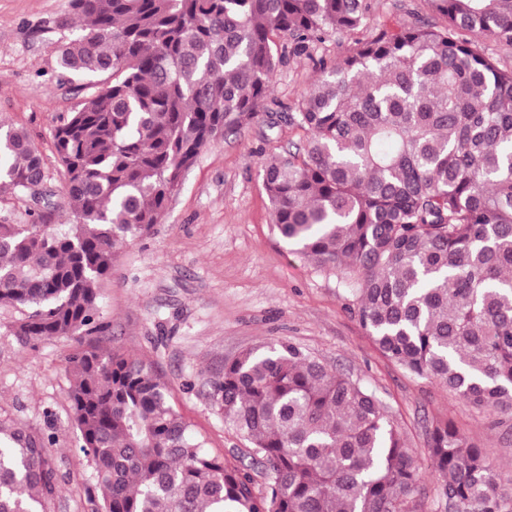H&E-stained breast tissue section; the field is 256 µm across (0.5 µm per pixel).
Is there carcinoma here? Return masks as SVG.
<instances>
[{"label": "carcinoma", "mask_w": 512, "mask_h": 512, "mask_svg": "<svg viewBox=\"0 0 512 512\" xmlns=\"http://www.w3.org/2000/svg\"><path fill=\"white\" fill-rule=\"evenodd\" d=\"M328 64L288 123L303 141L261 165L280 237L354 280V311L390 361L477 408L512 411V0H423ZM58 50L93 92L56 128L68 228L0 224V304L14 335L72 339L69 396L96 468L92 512H410L419 474L374 394L290 342L241 352L210 381L266 486L209 452L138 357L105 349L101 281L158 223L200 152L259 115L294 50L367 28L370 0H72ZM45 179L26 133L0 129V191ZM51 441L0 421V512H45ZM427 448L444 497L496 512L500 484L450 423Z\"/></svg>", "instance_id": "cac0c4a2"}]
</instances>
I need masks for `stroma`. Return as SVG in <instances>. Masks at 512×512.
<instances>
[{
	"label": "stroma",
	"mask_w": 512,
	"mask_h": 512,
	"mask_svg": "<svg viewBox=\"0 0 512 512\" xmlns=\"http://www.w3.org/2000/svg\"><path fill=\"white\" fill-rule=\"evenodd\" d=\"M71 0H0V124L24 129L44 165L50 224L66 227L71 202L54 132L83 95L63 74L57 49L78 31ZM283 62L260 115L206 147L173 192L158 224L124 247L101 283L98 312L110 326L107 347L145 360L167 384L175 409L231 463L249 464L256 489L265 477L247 442L225 424L209 379L226 360L269 342L301 346L372 391L414 448L420 481L411 512H456L439 490L426 448L439 421L482 449L501 485L499 512H512V415L479 409L438 381L386 359L352 310L349 286L292 253L277 234L264 190L265 158L299 141L294 103L320 74V61L349 51L352 35L294 51L277 41ZM25 308L0 305V421L53 436L60 488L47 512H91L96 471L79 450L72 419L71 343L23 346L12 326Z\"/></svg>",
	"instance_id": "stroma-1"
}]
</instances>
